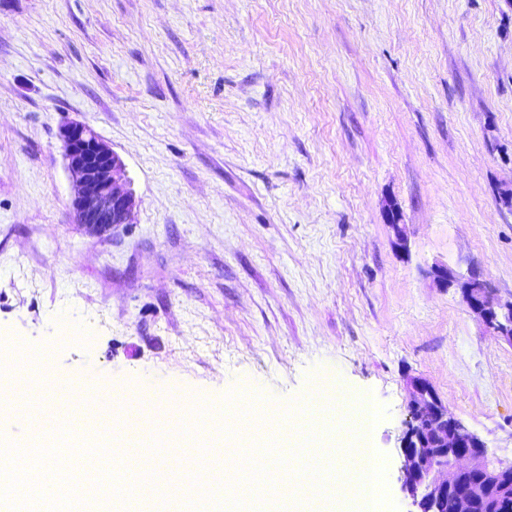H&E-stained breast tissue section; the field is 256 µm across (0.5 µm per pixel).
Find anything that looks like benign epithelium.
Wrapping results in <instances>:
<instances>
[{"mask_svg":"<svg viewBox=\"0 0 512 512\" xmlns=\"http://www.w3.org/2000/svg\"><path fill=\"white\" fill-rule=\"evenodd\" d=\"M59 136L76 188L71 203L76 223L96 235L131 223L136 203L120 157L83 123L64 124ZM388 216L394 244L406 248L404 227L395 209H388ZM435 280L442 288L460 289L470 312L512 341V304L497 302L494 289L479 270L472 269L464 276L439 266ZM408 395L399 481L416 512H441L450 495L455 497L456 512H475L479 501L494 504L498 512H512V482L506 479L503 467L487 461L485 442L448 413L426 380L411 378Z\"/></svg>","mask_w":512,"mask_h":512,"instance_id":"1","label":"benign epithelium"}]
</instances>
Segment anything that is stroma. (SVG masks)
<instances>
[{
    "label": "stroma",
    "instance_id": "obj_1",
    "mask_svg": "<svg viewBox=\"0 0 512 512\" xmlns=\"http://www.w3.org/2000/svg\"><path fill=\"white\" fill-rule=\"evenodd\" d=\"M72 121L131 182L107 235ZM510 189L512 0H0V351L269 410L332 375L400 512L408 378L512 465V343L431 274L512 301ZM59 136L76 188L71 203L76 224L105 235L131 223L136 203L120 157L83 123L64 124Z\"/></svg>",
    "mask_w": 512,
    "mask_h": 512
}]
</instances>
